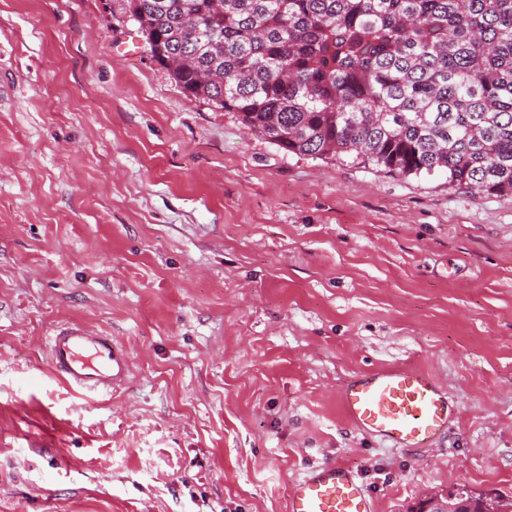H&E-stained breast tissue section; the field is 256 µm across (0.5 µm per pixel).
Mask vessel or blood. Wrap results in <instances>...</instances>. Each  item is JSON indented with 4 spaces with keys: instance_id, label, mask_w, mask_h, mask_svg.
Listing matches in <instances>:
<instances>
[{
    "instance_id": "1",
    "label": "vessel or blood",
    "mask_w": 512,
    "mask_h": 512,
    "mask_svg": "<svg viewBox=\"0 0 512 512\" xmlns=\"http://www.w3.org/2000/svg\"><path fill=\"white\" fill-rule=\"evenodd\" d=\"M56 376L78 391L108 395L130 371L127 352L111 336L82 325L48 341ZM345 418L395 448H431L448 436L455 406L430 373L401 367L355 376L340 393ZM364 485L342 465L327 464L291 488L288 512H373Z\"/></svg>"
}]
</instances>
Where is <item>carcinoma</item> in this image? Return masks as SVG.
Instances as JSON below:
<instances>
[{"label":"carcinoma","instance_id":"1","mask_svg":"<svg viewBox=\"0 0 512 512\" xmlns=\"http://www.w3.org/2000/svg\"><path fill=\"white\" fill-rule=\"evenodd\" d=\"M126 2L186 97L280 150L512 195V0Z\"/></svg>","mask_w":512,"mask_h":512}]
</instances>
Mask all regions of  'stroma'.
Here are the masks:
<instances>
[{
  "label": "stroma",
  "instance_id": "obj_1",
  "mask_svg": "<svg viewBox=\"0 0 512 512\" xmlns=\"http://www.w3.org/2000/svg\"><path fill=\"white\" fill-rule=\"evenodd\" d=\"M66 323L125 385L52 373ZM392 365L457 401L437 447L345 419ZM332 461L376 512L512 496V197L285 154L187 98L123 0H0V512H288ZM47 349L54 374L81 392L109 395L130 372L129 356L112 336L82 325L50 336ZM449 494H454L446 496L445 498H433L429 502H427L424 506V511L430 512H457L458 506L453 504L454 500L461 504V512H483V500L487 498L481 495L474 496L470 491L464 488H457L453 492H448ZM456 498V499H455Z\"/></svg>",
  "mask_w": 512,
  "mask_h": 512
}]
</instances>
